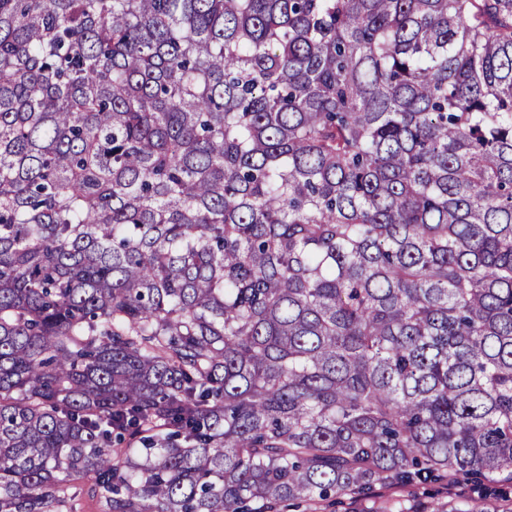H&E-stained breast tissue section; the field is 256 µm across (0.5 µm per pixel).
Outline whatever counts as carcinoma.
Returning <instances> with one entry per match:
<instances>
[{
	"label": "carcinoma",
	"mask_w": 512,
	"mask_h": 512,
	"mask_svg": "<svg viewBox=\"0 0 512 512\" xmlns=\"http://www.w3.org/2000/svg\"><path fill=\"white\" fill-rule=\"evenodd\" d=\"M512 485V0H0V512ZM87 486L84 480H75L72 482L69 494H74L75 512H100L97 501L86 493Z\"/></svg>",
	"instance_id": "cac0c4a2"
}]
</instances>
